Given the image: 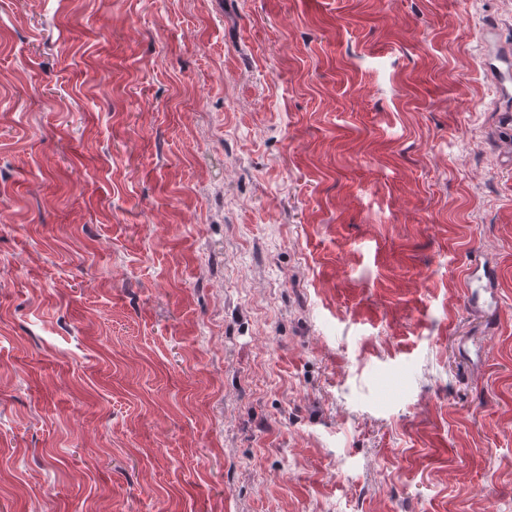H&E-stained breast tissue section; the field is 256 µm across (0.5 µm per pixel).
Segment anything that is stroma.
<instances>
[{
  "label": "stroma",
  "instance_id": "1",
  "mask_svg": "<svg viewBox=\"0 0 512 512\" xmlns=\"http://www.w3.org/2000/svg\"><path fill=\"white\" fill-rule=\"evenodd\" d=\"M511 48L512 0H0V512H512Z\"/></svg>",
  "mask_w": 512,
  "mask_h": 512
}]
</instances>
